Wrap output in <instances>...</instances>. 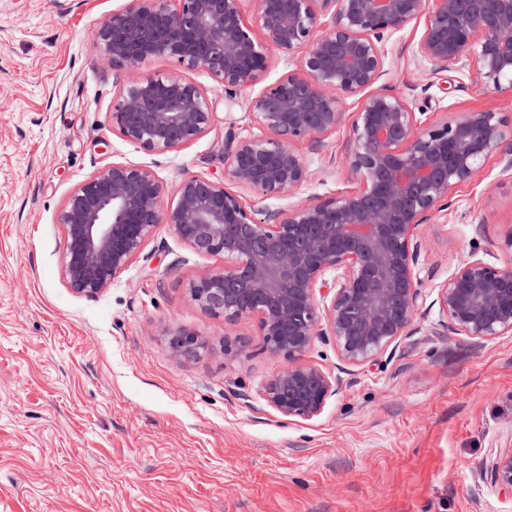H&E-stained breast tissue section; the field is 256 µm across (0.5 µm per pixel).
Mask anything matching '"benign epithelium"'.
Segmentation results:
<instances>
[{"mask_svg":"<svg viewBox=\"0 0 512 512\" xmlns=\"http://www.w3.org/2000/svg\"><path fill=\"white\" fill-rule=\"evenodd\" d=\"M244 2L131 0L95 29L103 58L127 73L112 127L154 154L197 141L214 122L205 91L184 72L207 71L233 98L264 80L269 51L300 61L250 99L262 134L243 136L228 123L223 181L186 175L169 190L151 169L116 162L73 189L58 215L63 274L78 293L101 292L159 224L198 255L224 256V270L193 282L191 296L226 324L256 321L262 347L288 360L263 399L282 417L311 420L341 384L298 363L313 339L332 337L339 360L361 367L408 336L422 297L415 229L448 209L489 155L501 153L503 172H512L507 113L464 110L428 124L406 97L374 89L386 40L425 13L418 62L435 73L460 64L484 88L511 92L512 0H251V20ZM158 58L178 70L144 74ZM357 95L348 117L339 101ZM346 124L358 189L291 205L269 222L224 187L290 196L309 174L296 144ZM436 303L458 335L511 333L512 265L469 260L437 286ZM196 346L189 333L173 342L182 355ZM486 472L512 491V448Z\"/></svg>","mask_w":512,"mask_h":512,"instance_id":"1","label":"benign epithelium"}]
</instances>
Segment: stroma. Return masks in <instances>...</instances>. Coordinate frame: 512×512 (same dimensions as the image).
I'll list each match as a JSON object with an SVG mask.
<instances>
[{"label":"stroma","mask_w":512,"mask_h":512,"mask_svg":"<svg viewBox=\"0 0 512 512\" xmlns=\"http://www.w3.org/2000/svg\"><path fill=\"white\" fill-rule=\"evenodd\" d=\"M128 0H0V512H512L486 461L512 448V333L438 335L436 287L465 261L512 263V177L488 156L480 181L419 225L423 301L411 334L311 420L276 414L260 395L288 365L262 349L254 321L225 324L190 285L222 269L165 224L102 292L62 272L67 194L99 167L150 168L167 186L224 173V125L256 133L250 93L228 98L202 69L215 121L162 155L111 121L124 73L92 32ZM424 31L386 42L380 84L434 122L463 109L505 111L460 66L434 74L413 58ZM463 90L444 93L442 84ZM309 177L296 200L359 182L349 130L301 143ZM195 335L174 356L176 334ZM248 352L224 358L225 343Z\"/></svg>","instance_id":"obj_1"}]
</instances>
